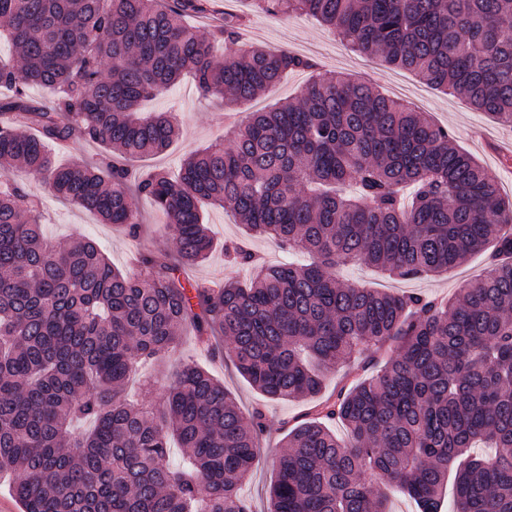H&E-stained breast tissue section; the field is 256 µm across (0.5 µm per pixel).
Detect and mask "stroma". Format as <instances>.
Returning <instances> with one entry per match:
<instances>
[{"mask_svg":"<svg viewBox=\"0 0 512 512\" xmlns=\"http://www.w3.org/2000/svg\"><path fill=\"white\" fill-rule=\"evenodd\" d=\"M215 10L220 15L227 12L246 15L248 24L254 25L255 32L243 36V43H254L273 52L286 49L309 56L322 70L350 74L428 113L435 123L452 132L460 148L474 155L493 176H501L502 163L492 154L488 143L512 138V129L474 111L465 100L434 90L413 74L388 66L378 56L353 52L331 29L312 19L260 12L252 8L251 0H216ZM147 107L154 112L173 113L179 124L180 135L168 152L138 162V169L143 171L157 167L177 172L185 155L233 131L232 124L225 119L226 112L220 102L202 97L194 82L188 78L179 81L164 97L148 102ZM23 180L30 192L42 200L45 233L57 244L66 245L82 237L93 238L113 266L124 272L133 271L131 259L143 249L150 252L156 265L163 266L173 261L175 251L166 219L149 199L138 197L134 200L144 220L141 236L134 239L120 228L102 223L95 214L58 200L39 178L27 174ZM204 214L206 223L218 240H246L248 247L269 264L288 261V252L275 244L261 239H247L243 226L236 223L230 210L208 206ZM488 270L485 255L476 254L460 266L432 278L396 280L363 264L344 268L340 275L349 283L365 288L399 294L418 292L447 298L462 281L486 274ZM191 360L223 381L236 397L244 415H251L257 408L265 413L266 431L259 439L261 465L244 484L243 493L250 499L253 512H266L276 460L282 452L283 430L300 424L310 404L306 401L266 399L237 372L228 356L200 350L190 329L184 331L177 352L166 363L147 368L146 373L151 377L149 384H141L137 379L130 382L131 397L146 403H159L167 378L179 363Z\"/></svg>","mask_w":512,"mask_h":512,"instance_id":"stroma-1","label":"stroma"}]
</instances>
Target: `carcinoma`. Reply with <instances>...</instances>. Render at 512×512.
Returning <instances> with one entry per match:
<instances>
[{
  "mask_svg": "<svg viewBox=\"0 0 512 512\" xmlns=\"http://www.w3.org/2000/svg\"><path fill=\"white\" fill-rule=\"evenodd\" d=\"M211 0H0V471L23 512H252L240 494L259 464L263 415L247 418L224 385L183 365L162 405L128 402L135 361L172 352L187 326L224 338L238 373L272 400L309 399L283 438L267 512H388L399 487L420 512H512V203L495 178L423 112L288 50L240 42L244 16L209 36L187 27ZM305 14L354 51L378 54L475 110L512 125V0H254ZM316 73L301 95L253 112L233 139L186 156L179 174L135 178L134 159L178 137L145 101L192 77L226 106L251 102L284 74ZM47 87L45 109L27 94ZM75 139L112 152L103 166H60L47 150ZM20 166L53 193L124 227L133 195L165 214L176 255L139 273L99 246L49 239ZM232 211L250 236L300 250L307 264L251 266L244 286L188 290L177 272L214 249L202 207ZM490 250V273L443 304L358 288L365 263L419 279ZM391 349L373 376L320 400L319 368ZM347 427L339 437L327 424ZM191 466L168 465L170 440Z\"/></svg>",
  "mask_w": 512,
  "mask_h": 512,
  "instance_id": "obj_1",
  "label": "carcinoma"
}]
</instances>
